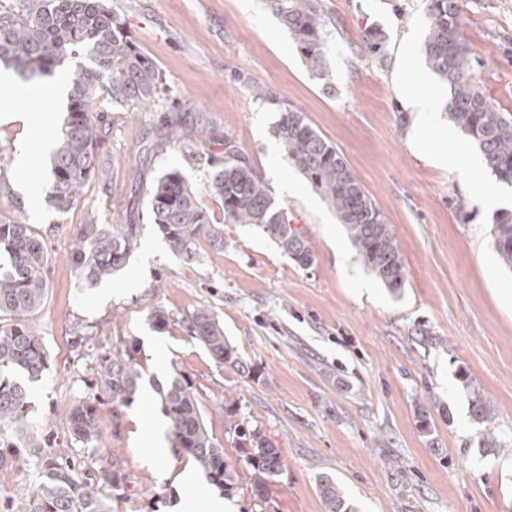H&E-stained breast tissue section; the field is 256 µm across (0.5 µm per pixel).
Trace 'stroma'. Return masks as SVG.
Returning a JSON list of instances; mask_svg holds the SVG:
<instances>
[{
    "mask_svg": "<svg viewBox=\"0 0 512 512\" xmlns=\"http://www.w3.org/2000/svg\"><path fill=\"white\" fill-rule=\"evenodd\" d=\"M141 50L160 67L151 107L109 104L96 164L68 211L47 196L51 162L34 169L37 198L19 188L17 162L39 135L60 139L67 96H21L23 122L0 124V220L25 217L46 241L48 297L33 316L49 352L31 386L28 419L39 438L73 448L70 407L92 390L101 355L121 356L136 340L147 377L166 384L173 371L193 382L209 429L229 463L237 452L214 406L237 399L241 419L277 446L282 470L268 501L251 492L238 467L226 512H325L320 476L333 477L355 512H512V270L493 245L494 213L481 194L507 193L489 169L472 183L432 154L454 153L468 138L445 113L418 129L401 89L414 84L447 98L427 67L422 0H323L330 84L313 78L267 0H106ZM386 36V67L363 52L366 28ZM461 39L483 91L512 113V0H461ZM277 104L256 100L254 84ZM301 110L380 210L404 263L401 288L367 268L336 212L282 160L272 127L280 107ZM178 127L197 141L196 157L166 142ZM232 139L267 182L277 205L308 240L303 267L258 229L237 225L224 246L198 240L193 259L171 253L152 222L149 192L164 170L179 168L213 222L221 202L205 184L211 158ZM133 224L135 247L103 285L83 286L70 262L84 224ZM209 306L249 370L214 363L183 317ZM170 317L164 330L154 308ZM480 396L494 410L493 431L472 415ZM157 398L127 406L101 402L108 454L126 476L115 512H177L179 475L192 459L172 441L156 447L141 434L162 417ZM75 448V447H74ZM0 468V512L29 499L38 477L25 449Z\"/></svg>",
    "mask_w": 512,
    "mask_h": 512,
    "instance_id": "1",
    "label": "stroma"
}]
</instances>
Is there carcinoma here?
I'll return each instance as SVG.
<instances>
[{"label": "carcinoma", "mask_w": 512, "mask_h": 512, "mask_svg": "<svg viewBox=\"0 0 512 512\" xmlns=\"http://www.w3.org/2000/svg\"><path fill=\"white\" fill-rule=\"evenodd\" d=\"M268 2L313 77L328 81L323 40L327 21L322 0ZM423 11L429 20L425 59L448 87V123L465 133L498 181L512 184V113L500 110L474 80L471 50L458 34L460 0H423ZM383 42V34L375 28L363 34L364 47L381 64L385 63ZM74 54L85 62L79 64L72 81L48 196L49 205L62 212L74 205L77 191L95 169V151L104 128L101 118L93 113L104 101L150 104L159 94L161 73L128 35L121 18L107 9L105 0H0V62L13 66L24 80L54 73ZM272 132L282 144L284 163L300 171L336 210L363 263L389 288L401 287L405 266L397 240L336 149L296 108L279 110ZM211 167L207 191L222 202L223 224L212 222L179 169L165 171L151 186L152 221L173 253L192 258L200 238L220 249L224 247L226 225L245 224L260 229L294 262L303 267L311 263L305 235L290 225L287 211L276 204L251 159L229 137H224V159L213 160ZM493 237L502 262L511 267V212L496 217ZM135 241L134 224H83L72 247L71 262L84 284L94 286L121 269ZM2 253L8 254L9 264L0 263V428L28 437L25 447L39 479L35 496L14 512H112L110 491L120 490L123 480L117 464L101 462L93 471L82 470L68 449L52 448L31 435L27 390L19 377L39 381L48 367L44 337L30 317L47 296L49 258L43 237L23 218L0 221ZM183 322L217 365L245 368L210 307L194 310ZM143 378L144 365L136 342L126 345L119 359L103 358L96 371L94 392L70 410L75 442L98 452L104 444L97 418L99 402L108 397L114 404L131 403L142 388ZM155 393L168 418L173 447L191 457L224 491L236 489V472L205 425L187 376L174 371L167 386H156ZM222 407L224 431L232 436L238 460L251 474L252 494L264 501L269 483L282 468L280 453L260 428L238 418L237 401L226 396ZM319 492L327 512H353L333 478L321 477Z\"/></svg>", "instance_id": "carcinoma-1"}]
</instances>
